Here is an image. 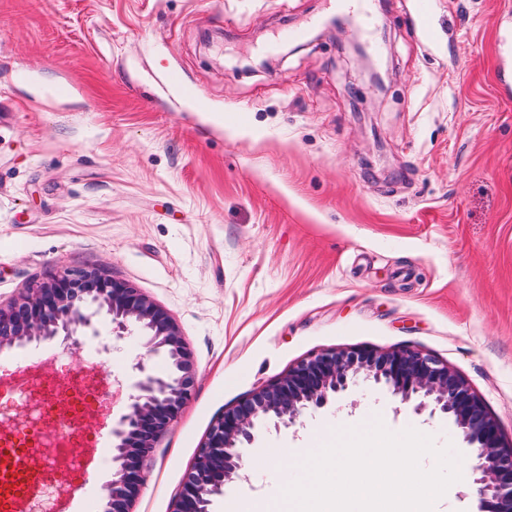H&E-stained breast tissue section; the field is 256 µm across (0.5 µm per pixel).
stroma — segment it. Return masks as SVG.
Here are the masks:
<instances>
[{
    "instance_id": "stroma-1",
    "label": "stroma",
    "mask_w": 512,
    "mask_h": 512,
    "mask_svg": "<svg viewBox=\"0 0 512 512\" xmlns=\"http://www.w3.org/2000/svg\"><path fill=\"white\" fill-rule=\"evenodd\" d=\"M411 2L377 12L376 92L349 49L368 35L323 30L337 0H0V304L100 269L194 355L133 512H171L212 422L329 349H421L512 438V98L494 82L512 0H435L415 27ZM70 360L119 383L116 413L136 364L167 370L105 322ZM375 416L464 448L366 383L258 434L210 512L279 497L295 456Z\"/></svg>"
}]
</instances>
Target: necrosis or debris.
<instances>
[{
    "label": "necrosis or debris",
    "instance_id": "obj_1",
    "mask_svg": "<svg viewBox=\"0 0 512 512\" xmlns=\"http://www.w3.org/2000/svg\"><path fill=\"white\" fill-rule=\"evenodd\" d=\"M51 370V376H36L23 385L0 383V470L14 466L7 449H24L28 464L20 477L39 480L43 487L27 512H58L69 490L85 485L84 451L97 436L80 428L79 422L105 407L104 390L88 383L82 372L58 358ZM21 404L28 411L20 423L15 409Z\"/></svg>",
    "mask_w": 512,
    "mask_h": 512
}]
</instances>
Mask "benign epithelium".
<instances>
[{"mask_svg":"<svg viewBox=\"0 0 512 512\" xmlns=\"http://www.w3.org/2000/svg\"><path fill=\"white\" fill-rule=\"evenodd\" d=\"M106 313L112 332L144 338L151 354L168 362L164 374L140 363L136 394L112 418V481L107 512H132L148 480L154 443L191 401L196 372L193 354L169 313L130 284L100 271L72 270L52 277L0 306V349L32 341H58L65 351L81 348L79 330ZM363 378L414 403L418 412L446 417L467 445L478 512H512V442L505 441L485 402L448 364L412 347L326 350L313 354L252 397L224 411L198 448L171 512H208L211 498L224 495L227 482L241 477L239 449L253 442L263 424L278 429L300 422L308 410L325 407Z\"/></svg>","mask_w":512,"mask_h":512,"instance_id":"7a95c632","label":"benign epithelium"}]
</instances>
